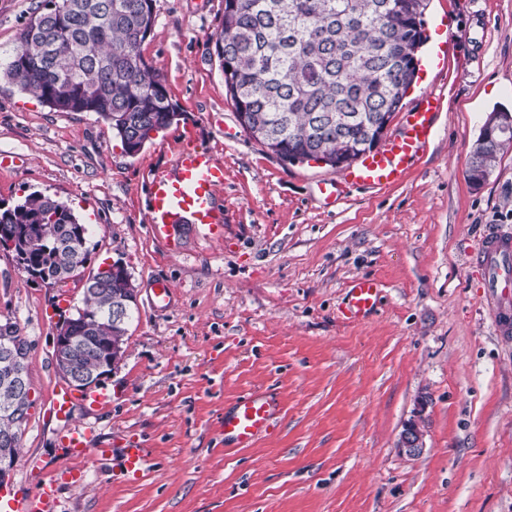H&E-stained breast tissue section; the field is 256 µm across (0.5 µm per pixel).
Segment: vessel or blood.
<instances>
[{
	"label": "vessel or blood",
	"instance_id": "vessel-or-blood-1",
	"mask_svg": "<svg viewBox=\"0 0 512 512\" xmlns=\"http://www.w3.org/2000/svg\"><path fill=\"white\" fill-rule=\"evenodd\" d=\"M442 107L441 96L428 93L424 108L411 113L404 134L390 139L382 150L363 155L345 170L342 180L329 179L321 183L325 203L335 202L344 183L382 188L400 182L409 160L428 143L432 118ZM223 184V165L196 144L194 130H187L186 143L174 162L155 171L150 179L147 217L152 237L162 242L168 251H178L180 242L174 226L185 218L203 227L210 236L221 237L224 211L216 202V191ZM477 262L484 272L485 299L492 310L494 327L502 335L512 332V307L503 302L504 297L512 293V234L499 229L487 230ZM380 288L376 279L356 280L341 311L343 319L355 322L373 312ZM279 405L278 397L272 394L242 396L224 412L225 441L246 448L259 437L271 434ZM62 445L71 457L97 447L102 456L117 459L121 472L127 476L143 472L150 459L149 449L138 444L112 447L109 442L98 441L94 430L86 426L68 429ZM57 494L56 481L43 482L36 494L14 501L8 512H55Z\"/></svg>",
	"mask_w": 512,
	"mask_h": 512
}]
</instances>
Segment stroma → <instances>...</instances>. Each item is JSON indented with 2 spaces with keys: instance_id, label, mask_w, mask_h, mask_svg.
Segmentation results:
<instances>
[{
  "instance_id": "stroma-1",
  "label": "stroma",
  "mask_w": 512,
  "mask_h": 512,
  "mask_svg": "<svg viewBox=\"0 0 512 512\" xmlns=\"http://www.w3.org/2000/svg\"><path fill=\"white\" fill-rule=\"evenodd\" d=\"M41 0H0V69ZM142 45L182 113L136 155L91 112H59L0 79V205L40 191L92 230L86 266L123 262L138 288L126 352L100 389L107 407L52 410L65 382L52 341L83 302L82 283L32 280L0 249V323L27 336L28 421L0 512L56 479L58 512H512V335H496L472 261L487 225L512 230V147L482 186L467 178L490 112L512 111V0H430L426 33L444 42L387 136L427 90L444 97L434 136L403 180L318 191L341 170L287 162L239 127L211 36L224 0H155ZM195 129L224 166V238L177 229L171 254L147 224V176ZM383 285L355 323L340 309L353 282ZM172 290L154 309L153 281ZM254 390L281 400L277 431L224 445V407ZM418 419L425 448L398 446ZM94 425L151 448L142 476L112 475L95 450L65 459L68 426ZM40 459L32 475L31 459Z\"/></svg>"
}]
</instances>
